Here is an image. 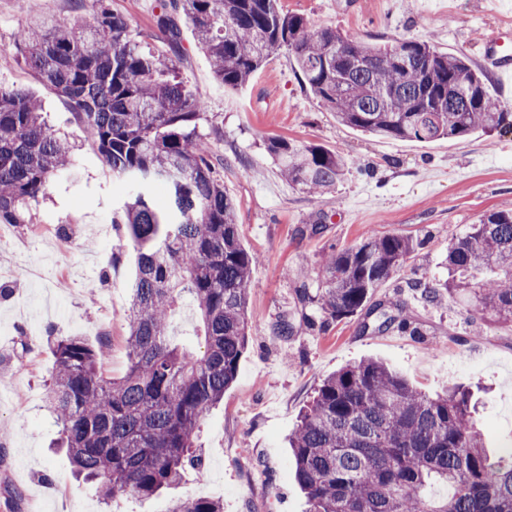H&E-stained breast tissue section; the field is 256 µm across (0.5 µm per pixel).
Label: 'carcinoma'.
Returning <instances> with one entry per match:
<instances>
[{
  "label": "carcinoma",
  "instance_id": "carcinoma-1",
  "mask_svg": "<svg viewBox=\"0 0 512 512\" xmlns=\"http://www.w3.org/2000/svg\"><path fill=\"white\" fill-rule=\"evenodd\" d=\"M191 25L215 81L245 85L277 51L290 53L306 88L336 121L380 137L431 141L480 128L512 131V112L492 100L487 76L462 55L413 39L391 45L334 28L313 30L279 0H171ZM157 26L179 43L167 13ZM16 56L74 109L118 179L170 191L157 205L132 193L112 223L124 234L111 260L133 250L135 276L118 379L102 372L104 347L78 336L53 341L55 371L45 406L61 428L74 472L108 502L143 499L205 475L195 454L207 410L224 399L247 346V285L255 257L241 244L237 207L224 188L207 138L205 103L179 79L176 61L135 39L128 20L91 0L81 27L36 23L18 31ZM267 151L299 189L323 195L348 168L338 151L285 138ZM73 165L68 141L52 131L35 97L0 86V224L32 223V206ZM422 241L371 235L322 258L315 295L326 319L363 310L374 288L399 275ZM448 279L411 278L432 303L465 294L485 325L512 326V208L482 215L448 244ZM192 296L204 350L169 338L183 293ZM378 327L400 315L380 307ZM473 393L430 396L375 361L328 376L288 438L308 512H512V449L490 454ZM169 512H224L205 496L175 500Z\"/></svg>",
  "mask_w": 512,
  "mask_h": 512
}]
</instances>
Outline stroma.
<instances>
[{
	"instance_id": "35a3bbf8",
	"label": "stroma",
	"mask_w": 512,
	"mask_h": 512,
	"mask_svg": "<svg viewBox=\"0 0 512 512\" xmlns=\"http://www.w3.org/2000/svg\"><path fill=\"white\" fill-rule=\"evenodd\" d=\"M160 0H110L138 40L171 47L158 29ZM284 12L314 27L394 43L427 42L488 70L483 38L512 29V0H280ZM81 0H0V84L41 100L48 122L73 147L74 166L40 197L28 224L0 228V512H167L174 498H219L224 512H305L294 482L288 436L323 379L366 358L385 362L433 394L452 383L484 387L478 419L487 446L512 443V326L473 332L462 304L434 305L395 281L371 301L402 309L407 327L361 330L360 317L324 322L302 287L316 280L324 251L371 234L422 239L406 273L426 281L448 275V243L485 213L512 205V133L478 130L423 142L367 136L341 126L302 83L287 51L273 55L242 88L213 78L184 19L179 73L206 105L199 130L227 192L236 199L243 246L258 257L248 283V346L235 383L205 416L197 440L208 482L187 473L177 488L150 499L101 501L75 479L65 453L53 451L60 428L43 402L53 368L51 342L79 336L110 341L107 376L127 369L124 345L134 257L112 261L119 230L112 210L132 191L113 178L70 107L17 60L13 42L29 21L77 23ZM315 143L343 153L350 170L334 191L311 196L285 181L266 151L269 138ZM95 296H88V287ZM297 326L281 333V322Z\"/></svg>"
}]
</instances>
